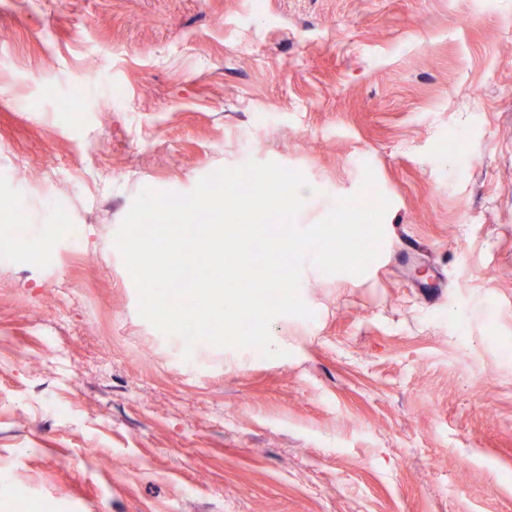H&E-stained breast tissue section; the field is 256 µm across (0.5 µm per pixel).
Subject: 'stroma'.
<instances>
[{
	"label": "stroma",
	"mask_w": 512,
	"mask_h": 512,
	"mask_svg": "<svg viewBox=\"0 0 512 512\" xmlns=\"http://www.w3.org/2000/svg\"><path fill=\"white\" fill-rule=\"evenodd\" d=\"M263 1L0 0V201L82 241L0 249V512H512V0ZM251 160L302 230L372 168L385 255L188 357L115 236Z\"/></svg>",
	"instance_id": "obj_1"
}]
</instances>
